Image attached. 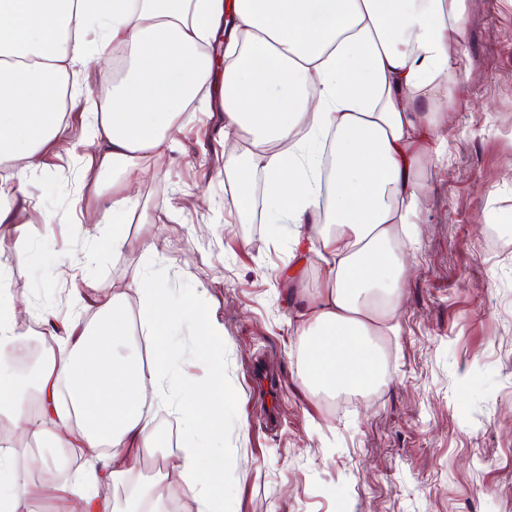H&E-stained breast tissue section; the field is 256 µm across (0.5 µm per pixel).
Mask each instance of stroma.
I'll return each instance as SVG.
<instances>
[{
  "mask_svg": "<svg viewBox=\"0 0 512 512\" xmlns=\"http://www.w3.org/2000/svg\"><path fill=\"white\" fill-rule=\"evenodd\" d=\"M465 27L470 78L448 114L444 152L423 172L400 331L382 339L386 377L370 398L301 387L299 306L319 288L320 271L306 267L277 286L289 259L285 233L267 218L239 223L225 209L224 161L240 139L225 136L208 93L139 175L147 218L129 224L123 250L90 249L77 223L98 204L83 182L85 113L67 112L64 142L36 171L0 165V188L24 185L0 223L18 340L43 334L44 313H83L62 276L69 264L95 297L152 270L171 298H191L224 326V512H512V0H472ZM154 225L164 247L147 257L139 242ZM172 342L181 406L160 410L169 445L145 451L140 474L159 501L196 512L157 463L194 430L182 379L202 372L197 326L181 325ZM259 363L282 384L273 430L261 426L268 397L250 387Z\"/></svg>",
  "mask_w": 512,
  "mask_h": 512,
  "instance_id": "35a3bbf8",
  "label": "stroma"
}]
</instances>
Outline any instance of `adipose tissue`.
<instances>
[{
	"label": "adipose tissue",
	"mask_w": 512,
	"mask_h": 512,
	"mask_svg": "<svg viewBox=\"0 0 512 512\" xmlns=\"http://www.w3.org/2000/svg\"><path fill=\"white\" fill-rule=\"evenodd\" d=\"M467 14L468 0H0V163L38 168L43 148L66 133L65 108L88 111L91 191L102 194L103 174L112 175L110 203L91 213L94 238L121 249L125 217L140 205L130 180L153 165L209 84L205 47L224 34V133L245 137L224 163L236 185L225 204L250 217L263 175L266 208L288 220L289 276L313 264L322 272L300 312V384L314 395H366L385 379L376 338L403 297L398 236L417 215L419 173L441 155L445 114L467 75L456 53ZM91 29L122 49L123 74L104 105L67 89L89 61ZM90 307L37 374L41 415L25 414L16 377L0 370V424L41 437L68 394L82 424L56 442L91 466L61 492L75 512H146L152 490L132 483L144 450L165 445L154 417L173 405L171 327L200 325L206 374L188 382L187 397L202 434L219 440L224 327L200 321L190 301L172 302L148 270ZM202 453L181 449L168 474L188 486L198 512H219L225 462L213 456L199 467ZM90 480L128 493L99 502L84 491ZM31 490L1 458L0 512H17Z\"/></svg>",
	"instance_id": "obj_1"
}]
</instances>
